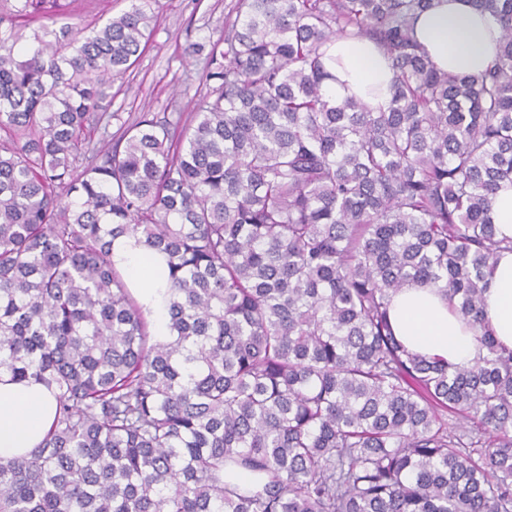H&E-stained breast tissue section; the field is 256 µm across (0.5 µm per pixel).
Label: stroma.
I'll return each instance as SVG.
<instances>
[{"mask_svg": "<svg viewBox=\"0 0 512 512\" xmlns=\"http://www.w3.org/2000/svg\"><path fill=\"white\" fill-rule=\"evenodd\" d=\"M235 0H151L155 17L152 43L132 73L112 85L115 119L107 124L118 138L122 122L141 114L160 116L193 112L206 94L209 64L206 53L192 54V44H212L224 36V17Z\"/></svg>", "mask_w": 512, "mask_h": 512, "instance_id": "stroma-1", "label": "stroma"}]
</instances>
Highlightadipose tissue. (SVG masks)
<instances>
[{"mask_svg":"<svg viewBox=\"0 0 512 512\" xmlns=\"http://www.w3.org/2000/svg\"><path fill=\"white\" fill-rule=\"evenodd\" d=\"M500 25L473 0H433L420 13L414 36L435 65L477 76L497 58ZM326 67L327 86L337 99L360 98L370 108L386 107L393 79L391 61L382 48L363 36H339L331 44ZM113 255L140 285V298L150 301L160 283L155 266L128 240L113 245ZM485 321L497 342L512 350V252L503 251L494 263L484 293ZM390 322L396 338L409 350L468 366L479 345L474 329L450 307L437 289L413 284L393 294ZM56 399L43 385L14 381L0 373V458L10 459L38 445L48 430Z\"/></svg>","mask_w":512,"mask_h":512,"instance_id":"obj_1","label":"adipose tissue"}]
</instances>
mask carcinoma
Masks as SVG:
<instances>
[{
  "label": "carcinoma",
  "instance_id": "cac0c4a2",
  "mask_svg": "<svg viewBox=\"0 0 512 512\" xmlns=\"http://www.w3.org/2000/svg\"><path fill=\"white\" fill-rule=\"evenodd\" d=\"M146 2L87 30L67 0H0V370L57 401L0 459V512H512V350L483 319L512 249V0H474L501 24L478 76L415 41L432 0H236L190 118L97 148ZM348 35L391 60L384 110L327 91ZM118 238L162 266L168 335ZM412 283L472 326L473 364L394 336ZM493 220L500 238H512V185L504 184L493 203Z\"/></svg>",
  "mask_w": 512,
  "mask_h": 512
}]
</instances>
